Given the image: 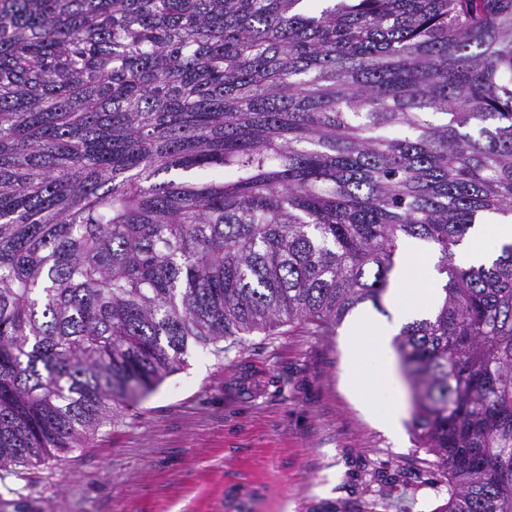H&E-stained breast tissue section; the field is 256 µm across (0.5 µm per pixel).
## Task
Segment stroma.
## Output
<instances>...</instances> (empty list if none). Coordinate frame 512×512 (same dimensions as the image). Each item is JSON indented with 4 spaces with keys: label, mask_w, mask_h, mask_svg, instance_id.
<instances>
[{
    "label": "stroma",
    "mask_w": 512,
    "mask_h": 512,
    "mask_svg": "<svg viewBox=\"0 0 512 512\" xmlns=\"http://www.w3.org/2000/svg\"><path fill=\"white\" fill-rule=\"evenodd\" d=\"M362 317L385 314L367 302L329 336L284 323L189 351L82 447L0 480V512H222L229 478L261 487L254 512H434L446 473L412 431L378 426L393 396L352 335Z\"/></svg>",
    "instance_id": "1"
}]
</instances>
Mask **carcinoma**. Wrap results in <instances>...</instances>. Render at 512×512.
Wrapping results in <instances>:
<instances>
[{"label":"carcinoma","mask_w":512,"mask_h":512,"mask_svg":"<svg viewBox=\"0 0 512 512\" xmlns=\"http://www.w3.org/2000/svg\"><path fill=\"white\" fill-rule=\"evenodd\" d=\"M301 2L0 0V472L191 349L383 309L414 238L445 276L396 338L437 512H512V244L455 263L512 215V0Z\"/></svg>","instance_id":"1"}]
</instances>
